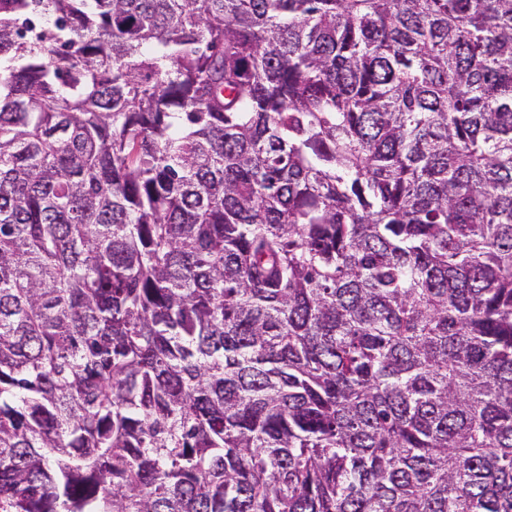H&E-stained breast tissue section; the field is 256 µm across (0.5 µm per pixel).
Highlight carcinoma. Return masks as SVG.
Returning a JSON list of instances; mask_svg holds the SVG:
<instances>
[{
    "label": "carcinoma",
    "mask_w": 512,
    "mask_h": 512,
    "mask_svg": "<svg viewBox=\"0 0 512 512\" xmlns=\"http://www.w3.org/2000/svg\"><path fill=\"white\" fill-rule=\"evenodd\" d=\"M0 512H512V0H0Z\"/></svg>",
    "instance_id": "carcinoma-1"
}]
</instances>
